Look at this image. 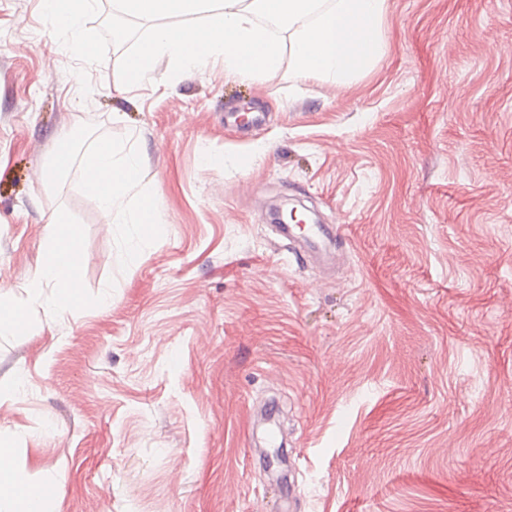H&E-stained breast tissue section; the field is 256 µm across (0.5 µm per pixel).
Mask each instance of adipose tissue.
Here are the masks:
<instances>
[{
    "mask_svg": "<svg viewBox=\"0 0 512 512\" xmlns=\"http://www.w3.org/2000/svg\"><path fill=\"white\" fill-rule=\"evenodd\" d=\"M81 168V186L86 195L97 200L106 216L125 224L139 225L146 234L156 233L162 222L157 195L143 193L141 169L134 148L109 139L99 140L77 159L70 138L57 142L52 158L44 169L46 183ZM55 228L43 260L29 288L32 303H40L44 289H51V305L59 311L71 310L78 302L80 253L78 233L64 215L54 219ZM15 450L0 443V512H48L50 495L42 486L32 484L24 469L14 463Z\"/></svg>",
    "mask_w": 512,
    "mask_h": 512,
    "instance_id": "1",
    "label": "adipose tissue"
}]
</instances>
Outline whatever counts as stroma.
Masks as SVG:
<instances>
[{
    "mask_svg": "<svg viewBox=\"0 0 512 512\" xmlns=\"http://www.w3.org/2000/svg\"><path fill=\"white\" fill-rule=\"evenodd\" d=\"M41 9L0 0V302L56 211L81 298L0 337V440L53 512H512V0H387L340 84L160 58L129 91L124 47L82 65ZM63 135L135 147L157 237L128 249L80 168L41 181ZM285 197L340 225L336 273L269 231Z\"/></svg>",
    "mask_w": 512,
    "mask_h": 512,
    "instance_id": "1",
    "label": "stroma"
}]
</instances>
